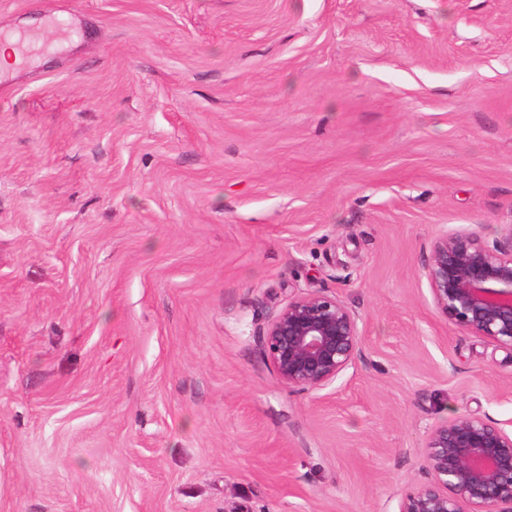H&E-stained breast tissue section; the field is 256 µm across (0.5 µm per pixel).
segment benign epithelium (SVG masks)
Listing matches in <instances>:
<instances>
[{
    "instance_id": "obj_1",
    "label": "benign epithelium",
    "mask_w": 512,
    "mask_h": 512,
    "mask_svg": "<svg viewBox=\"0 0 512 512\" xmlns=\"http://www.w3.org/2000/svg\"><path fill=\"white\" fill-rule=\"evenodd\" d=\"M433 303L454 326L512 350V225L505 242L445 231L424 265ZM355 313L334 294L288 302L259 333L263 359L280 382L318 393L338 381L360 352ZM429 480L398 512H512V431L478 416L433 426L425 439Z\"/></svg>"
}]
</instances>
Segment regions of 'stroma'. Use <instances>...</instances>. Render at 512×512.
I'll return each mask as SVG.
<instances>
[{"label": "stroma", "mask_w": 512, "mask_h": 512, "mask_svg": "<svg viewBox=\"0 0 512 512\" xmlns=\"http://www.w3.org/2000/svg\"><path fill=\"white\" fill-rule=\"evenodd\" d=\"M0 512H397L433 425L512 426V349L436 309L512 229V0H0ZM362 330L317 398L257 336ZM361 340L355 313L324 292L290 300L258 335L263 359L280 382L304 393L334 385L353 365Z\"/></svg>", "instance_id": "1"}]
</instances>
